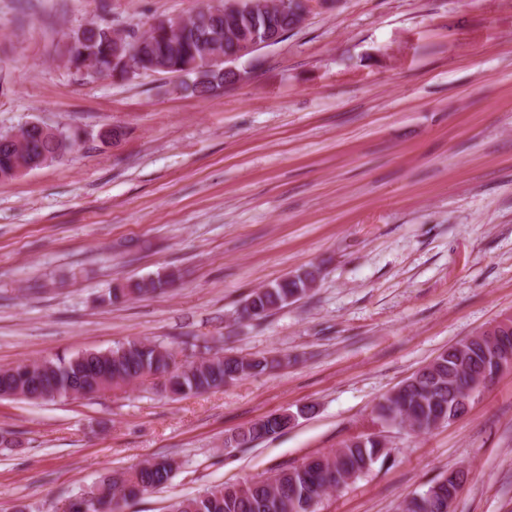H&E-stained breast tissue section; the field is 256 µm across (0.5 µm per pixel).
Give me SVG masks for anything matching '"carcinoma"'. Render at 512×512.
I'll return each mask as SVG.
<instances>
[{"instance_id": "1", "label": "carcinoma", "mask_w": 512, "mask_h": 512, "mask_svg": "<svg viewBox=\"0 0 512 512\" xmlns=\"http://www.w3.org/2000/svg\"><path fill=\"white\" fill-rule=\"evenodd\" d=\"M263 25V18L241 15L232 20L210 11L181 35L165 32L142 49L135 64L151 73H182L189 78L183 88L207 99L215 87L234 83L232 74L203 70L208 57L229 56L237 48L236 38ZM112 28L101 24L87 29L83 38L65 46V57L73 66H86L87 56H95L91 67L106 70L112 77L125 78V71L112 68ZM64 138L44 134L33 127L26 131L25 144L0 143V180L13 178L22 162H53L62 158V140L73 144L79 132L61 130ZM174 283L171 275L127 280L114 286L108 296L111 304L162 291ZM311 288L301 277H283L254 290L245 299L242 318L261 321L274 312L308 296ZM180 345L200 350L193 360L177 361L178 352L167 343L136 340L118 343L105 351H89L74 356H56L29 364L0 368V400L17 399L54 402L73 394L114 391L142 380L144 374H159L162 382L153 388L171 395L188 397L206 393L243 375L263 373L279 365L274 359L226 356L213 350L207 340H183ZM503 368L494 365L488 342L462 339L414 372L378 404L377 419L392 423L400 417L429 427V419L444 413L448 421L462 415L464 400L474 377L495 376ZM285 423L269 414L250 426L233 432L225 443L234 450L282 432ZM386 443L367 436L344 443L338 450L307 458L298 465H285L261 480L210 486L193 497L180 498L168 512H317L318 490L325 485L346 482L368 470L381 457L388 456ZM175 461L168 457L145 460L124 472H108L74 497L62 501V512H119V503L163 487L170 479ZM467 479L463 470H452L430 483L426 490L400 502L397 512H443L448 497L457 491L453 478Z\"/></svg>"}]
</instances>
